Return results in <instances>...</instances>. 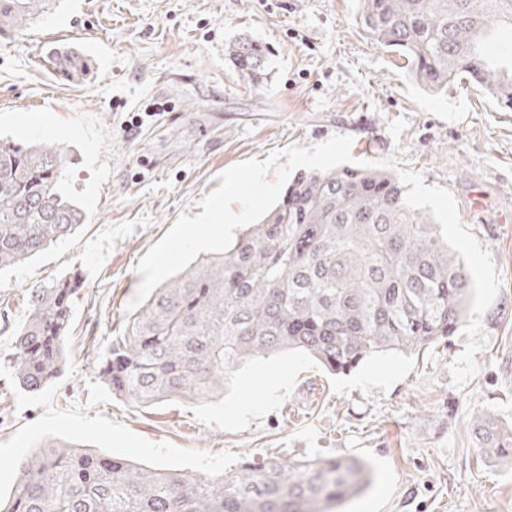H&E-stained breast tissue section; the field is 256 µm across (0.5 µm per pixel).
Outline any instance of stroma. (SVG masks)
Masks as SVG:
<instances>
[{
	"label": "stroma",
	"instance_id": "1",
	"mask_svg": "<svg viewBox=\"0 0 512 512\" xmlns=\"http://www.w3.org/2000/svg\"><path fill=\"white\" fill-rule=\"evenodd\" d=\"M357 0H57L0 39V137L68 148L61 185L86 221L70 238L0 271V492L49 439L139 463L210 475L242 459L356 457L371 483L345 512H512V464L482 455L472 418L512 424V111L469 80L422 90L362 34ZM246 33L266 47L268 78L240 79L225 48ZM75 49L91 70L71 80L52 56ZM127 129L129 113H145ZM335 134L351 154L396 161L453 195L501 287L483 316L477 372L450 365L461 334L419 356L379 354L346 375L282 354L238 368L224 394L144 407L99 376L121 335L137 264L225 169ZM79 273L66 364L37 393L14 382L29 288Z\"/></svg>",
	"mask_w": 512,
	"mask_h": 512
}]
</instances>
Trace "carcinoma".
I'll return each instance as SVG.
<instances>
[{
    "mask_svg": "<svg viewBox=\"0 0 512 512\" xmlns=\"http://www.w3.org/2000/svg\"><path fill=\"white\" fill-rule=\"evenodd\" d=\"M54 0H0V36L39 18ZM359 24L396 52L424 90L466 78L512 110V0H360ZM226 55L247 84L266 74L252 36ZM81 77L86 57H53ZM67 151L48 141H0V270L15 266L85 222L61 192ZM390 172L340 166L301 172L281 201L244 227L223 253L200 256L155 289L108 341L100 376L141 404L224 395L227 377L258 357L299 353L348 374L382 353L418 354L453 335L471 298L464 264L438 225L404 204ZM80 278L30 289L17 331L16 384L35 393L65 365L64 340ZM484 453L512 462V428L476 415ZM357 459L261 463L222 475L144 467L67 441L50 440L21 464L0 512H340L369 483Z\"/></svg>",
    "mask_w": 512,
    "mask_h": 512,
    "instance_id": "carcinoma-1",
    "label": "carcinoma"
}]
</instances>
